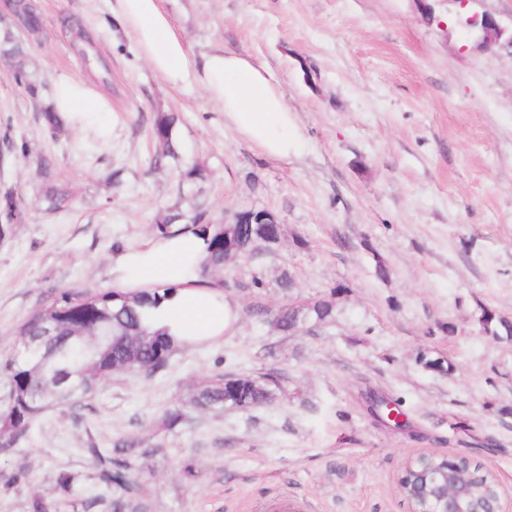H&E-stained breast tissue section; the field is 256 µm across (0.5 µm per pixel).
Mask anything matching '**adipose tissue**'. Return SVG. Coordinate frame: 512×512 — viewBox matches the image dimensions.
Instances as JSON below:
<instances>
[{
	"label": "adipose tissue",
	"instance_id": "obj_1",
	"mask_svg": "<svg viewBox=\"0 0 512 512\" xmlns=\"http://www.w3.org/2000/svg\"><path fill=\"white\" fill-rule=\"evenodd\" d=\"M111 10L168 84L201 88L223 110L225 124L265 155L285 158L296 152L301 133L295 114L262 64L219 47L202 61L191 59L162 0H115ZM52 103L63 124L86 144L111 142L117 120L109 98L92 81L58 77ZM207 258L199 226L174 224L112 249L106 274L113 290L128 296L165 291L164 299L145 307L147 327L166 332L179 347H199L222 340L237 322L236 300L204 272Z\"/></svg>",
	"mask_w": 512,
	"mask_h": 512
}]
</instances>
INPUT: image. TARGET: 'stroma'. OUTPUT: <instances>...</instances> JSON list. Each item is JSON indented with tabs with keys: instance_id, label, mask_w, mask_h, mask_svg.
Returning <instances> with one entry per match:
<instances>
[{
	"instance_id": "1",
	"label": "stroma",
	"mask_w": 512,
	"mask_h": 512,
	"mask_svg": "<svg viewBox=\"0 0 512 512\" xmlns=\"http://www.w3.org/2000/svg\"><path fill=\"white\" fill-rule=\"evenodd\" d=\"M31 2L43 22L29 45L38 98L0 62V122L29 148L9 173L25 208L0 243V361L47 297L111 290L113 244L150 230L179 196L197 194L217 224L269 210L282 235L226 266L239 306L230 335L179 350L165 376L112 374L83 408L48 412L21 452L0 454V512H25L34 495L65 500V512H110L81 450L122 435L156 449L138 482L147 512H275L283 501L295 512H410L398 478L429 452L484 464L512 493V340L478 323L484 307L512 318V49L461 51L450 0H165L193 59L222 47L266 64L301 132L297 153L277 159L226 127L202 89L165 82L108 0ZM62 75L108 95L120 120L111 147L44 134L40 109ZM160 112L178 118L179 158L157 167ZM41 157L69 195L56 213L41 196ZM191 162L208 174L197 191L178 180ZM321 298L332 323L274 330L278 308ZM425 356L457 370L426 369ZM218 372H271L281 388L262 407L193 411L154 432ZM371 391L399 401L404 428L374 420ZM20 466L25 479L10 483ZM64 468L79 475L67 495L56 485Z\"/></svg>"
}]
</instances>
